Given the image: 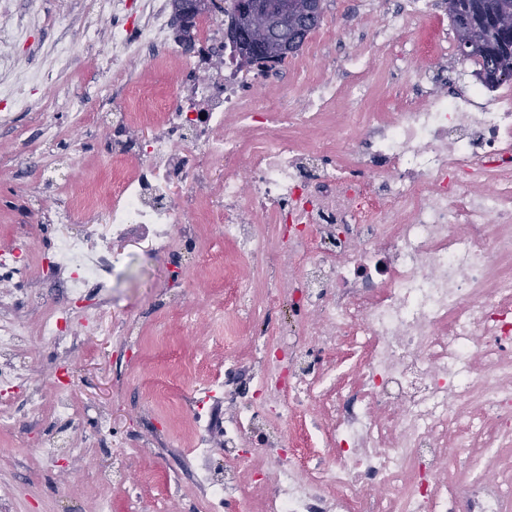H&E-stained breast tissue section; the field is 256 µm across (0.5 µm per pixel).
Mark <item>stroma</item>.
Segmentation results:
<instances>
[{"mask_svg":"<svg viewBox=\"0 0 512 512\" xmlns=\"http://www.w3.org/2000/svg\"><path fill=\"white\" fill-rule=\"evenodd\" d=\"M42 14H26L27 0H11L8 21H27L29 38L13 50L19 64L51 66L47 46L56 40L68 41L73 52V69L61 80L29 92L31 110L19 111L11 126L0 127V245L15 237H25L40 253L49 252L58 235L54 224L36 223L37 215L53 207L58 198L46 192L47 179L66 183L75 190L86 170H94L99 181L112 179L110 168L100 157L112 147L113 136L135 142L146 137L142 127L114 133L116 110L92 106L86 128L76 127L69 114L58 113L63 129L60 142L48 146L52 156L49 178L25 168L22 160L38 146L36 111L52 101L72 95L97 78L99 53H111L110 40L100 49L86 48L76 35L79 20L97 15V0H41ZM385 0H324V16L287 63L278 65L282 83H302L303 75L294 63L307 56L312 47L329 44L339 65L334 73L337 86H345L364 75L370 88L368 99L352 104L355 112H395L406 99L408 87L422 78L434 82L452 79L456 88L476 84L474 64L461 60L456 39L448 41L447 58L432 57L419 51L431 26L450 28L444 8L424 16L419 28L385 24ZM385 30L394 39L404 57L387 60L379 56L373 31ZM230 251L209 225H202L192 247L178 253L155 251L150 240L138 236L121 242L129 253L130 264L115 273L108 303L99 307L98 330L83 337L67 359L71 390L79 414L70 431H62L52 414L38 419L20 418L0 427V512H95L100 473H107L114 486L110 491L112 512H190L194 499L184 492L182 499L167 495V479L184 474V457L191 446L189 426L174 415L168 405H150L139 382L149 375L151 363H134L136 343L179 353L190 369L184 374L186 388L199 392L224 353L211 347V287L217 278L209 269L196 265V251L203 247ZM180 269L191 286L181 301H174L169 290L173 269ZM191 311V320L181 317ZM125 323L129 335L117 336L115 325ZM107 419L110 431L102 448L84 458L72 457L64 445L69 435L94 434L99 419ZM54 441L61 453L55 472L33 469L24 451Z\"/></svg>","mask_w":512,"mask_h":512,"instance_id":"stroma-1","label":"stroma"}]
</instances>
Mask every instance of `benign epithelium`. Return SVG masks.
I'll return each mask as SVG.
<instances>
[{"mask_svg":"<svg viewBox=\"0 0 512 512\" xmlns=\"http://www.w3.org/2000/svg\"><path fill=\"white\" fill-rule=\"evenodd\" d=\"M211 3L208 0H180L176 5L175 25L177 31L185 33L188 18L198 8L208 9ZM243 12L250 19L248 27H239L231 30V37L248 47V51L240 55L239 65L247 70L256 62L269 64L273 57L262 54L258 49V42L272 37L278 33L283 35L292 31L300 34L306 27L320 19L323 12V0H313L308 9L295 13L288 9L284 2L273 6L270 0H244Z\"/></svg>","mask_w":512,"mask_h":512,"instance_id":"1","label":"benign epithelium"}]
</instances>
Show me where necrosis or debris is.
<instances>
[{
    "label": "necrosis or debris",
    "mask_w": 512,
    "mask_h": 512,
    "mask_svg": "<svg viewBox=\"0 0 512 512\" xmlns=\"http://www.w3.org/2000/svg\"><path fill=\"white\" fill-rule=\"evenodd\" d=\"M26 39L24 26H0V70L16 72L0 103L70 68L60 45L54 71L16 70L7 48ZM145 56L195 68L166 0H142L135 29L113 26L94 98L62 105L81 123L90 101L108 100L127 125H153L135 172L104 156L111 184L87 176L47 216L89 232L58 237L50 254L0 248V426L74 417L66 373L47 406L13 356L36 338L62 359L92 332L89 299H107L126 261L117 241L142 235L174 253L210 224L241 261L212 320L253 322L260 277L266 310L289 306L298 323L246 337L206 386V412L155 389L189 421L199 512H512V83L490 98L418 84L399 111L361 115L334 106L364 99L365 83L340 91L323 75L292 99L244 94L227 73L160 97L128 71ZM46 282L67 302L42 303L29 326L16 312ZM246 368L241 388L231 375ZM20 387L21 404L5 402Z\"/></svg>",
    "instance_id": "1"
}]
</instances>
